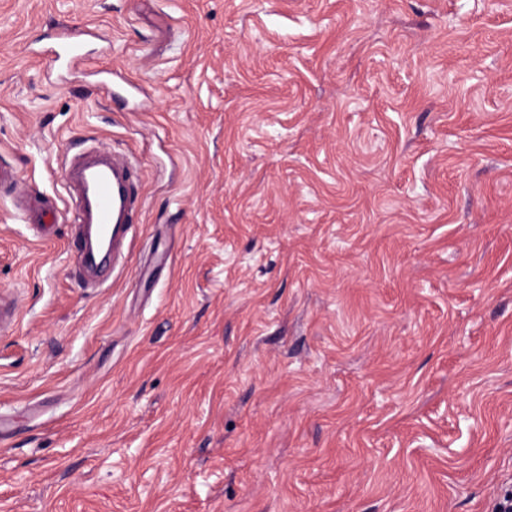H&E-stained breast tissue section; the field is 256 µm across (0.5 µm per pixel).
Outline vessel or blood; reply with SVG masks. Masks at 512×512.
<instances>
[{"label":"vessel or blood","mask_w":512,"mask_h":512,"mask_svg":"<svg viewBox=\"0 0 512 512\" xmlns=\"http://www.w3.org/2000/svg\"><path fill=\"white\" fill-rule=\"evenodd\" d=\"M72 190L67 221L72 224L73 254L80 272L95 279L105 254L121 256L133 237L131 214L138 199L127 157L96 150L61 164Z\"/></svg>","instance_id":"1"}]
</instances>
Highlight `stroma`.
I'll list each match as a JSON object with an SVG mask.
<instances>
[{
    "mask_svg": "<svg viewBox=\"0 0 512 512\" xmlns=\"http://www.w3.org/2000/svg\"><path fill=\"white\" fill-rule=\"evenodd\" d=\"M91 147L139 176L100 284L0 186V512H492L512 0H0V168L63 209Z\"/></svg>",
    "mask_w": 512,
    "mask_h": 512,
    "instance_id": "35a3bbf8",
    "label": "stroma"
}]
</instances>
